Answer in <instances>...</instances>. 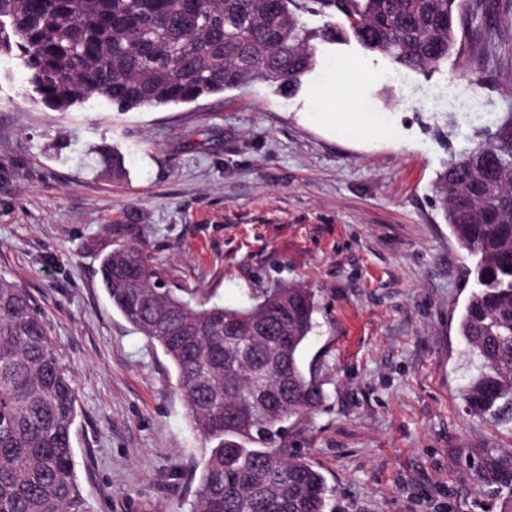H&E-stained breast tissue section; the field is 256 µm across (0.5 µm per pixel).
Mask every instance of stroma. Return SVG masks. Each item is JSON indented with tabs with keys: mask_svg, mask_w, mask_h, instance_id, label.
<instances>
[{
	"mask_svg": "<svg viewBox=\"0 0 512 512\" xmlns=\"http://www.w3.org/2000/svg\"><path fill=\"white\" fill-rule=\"evenodd\" d=\"M290 98L252 82L197 101L68 112L0 55V275L43 313L77 395V480L89 512H191L204 455L161 348L100 285L96 244L132 224L192 302L252 305L276 282L315 295L300 363L323 398L288 446L332 494L325 512H500L486 464L512 422L467 410L474 365L457 323L472 285L433 186L451 153L512 107V64L469 52L408 71L355 39L316 43ZM356 63V101L318 113L325 76ZM124 157L100 177L93 150ZM98 156L100 172L112 179H121L124 167L120 154L109 144H101L95 149Z\"/></svg>",
	"mask_w": 512,
	"mask_h": 512,
	"instance_id": "35a3bbf8",
	"label": "stroma"
}]
</instances>
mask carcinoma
<instances>
[{
	"label": "carcinoma",
	"mask_w": 512,
	"mask_h": 512,
	"mask_svg": "<svg viewBox=\"0 0 512 512\" xmlns=\"http://www.w3.org/2000/svg\"><path fill=\"white\" fill-rule=\"evenodd\" d=\"M334 22L314 34L299 11ZM512 0H0V54L19 51L48 108L96 96L121 111L194 102L263 80L292 96L315 66L311 41L350 36L409 70L436 68L464 20L488 23ZM121 179L120 154L95 149ZM474 260L457 326L477 366L463 388L474 414L512 420V111L452 156L434 185ZM103 288L118 313L173 363L204 440L193 512H324L331 489L289 451L288 423L322 394L299 353L314 329L312 292L282 284L250 307L195 306L166 287L131 224H109ZM72 378L27 291L0 277V512H87L71 441Z\"/></svg>",
	"instance_id": "carcinoma-1"
}]
</instances>
